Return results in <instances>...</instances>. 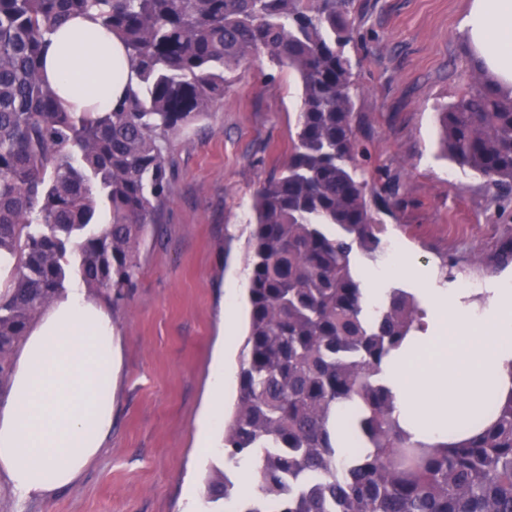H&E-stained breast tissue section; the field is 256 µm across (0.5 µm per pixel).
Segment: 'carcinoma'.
<instances>
[{"instance_id": "1", "label": "carcinoma", "mask_w": 512, "mask_h": 512, "mask_svg": "<svg viewBox=\"0 0 512 512\" xmlns=\"http://www.w3.org/2000/svg\"><path fill=\"white\" fill-rule=\"evenodd\" d=\"M354 0H0V399L31 325L71 269L116 304L170 185V139L224 100L265 56L302 82L288 164L257 191L249 326L224 464L255 461L258 492L232 471L206 500L235 512H512V393L487 396L485 422L428 445L400 424L382 365L427 330L392 289L371 312L357 254L383 252L354 125ZM93 14L123 42L126 92L108 112H69L45 80L57 28ZM441 107L442 151L512 191V93L478 61ZM111 221L95 224L97 208ZM354 407L338 458L336 411Z\"/></svg>"}]
</instances>
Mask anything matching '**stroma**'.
I'll return each mask as SVG.
<instances>
[{
  "label": "stroma",
  "instance_id": "obj_1",
  "mask_svg": "<svg viewBox=\"0 0 512 512\" xmlns=\"http://www.w3.org/2000/svg\"><path fill=\"white\" fill-rule=\"evenodd\" d=\"M470 0H356L348 52L355 62V126L370 186H396L380 214L383 240L406 248L447 285L512 279L496 264L512 240V192L444 158L440 105L470 79L461 23ZM302 86L294 72L252 64L223 102L170 143V189L146 234L128 300L111 307L115 376L112 432L100 458L48 499L19 503L0 475V512H210L205 501L223 442L198 456L213 354L233 320L224 355V412L238 397L248 333L247 264L254 193L288 161Z\"/></svg>",
  "mask_w": 512,
  "mask_h": 512
}]
</instances>
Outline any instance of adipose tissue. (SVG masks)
<instances>
[{
  "instance_id": "1",
  "label": "adipose tissue",
  "mask_w": 512,
  "mask_h": 512,
  "mask_svg": "<svg viewBox=\"0 0 512 512\" xmlns=\"http://www.w3.org/2000/svg\"><path fill=\"white\" fill-rule=\"evenodd\" d=\"M462 30L496 87L512 90V0H471ZM45 69L73 112L110 110L130 77L120 41L87 16L57 30ZM408 276L419 279L434 332L411 337L383 377L408 430L433 438L449 419L480 413L488 393L512 391V282L443 288L395 246L365 271L369 300L385 299L390 278ZM113 375L112 319L73 283L30 330L0 407V471L19 500L48 497L100 455L112 429Z\"/></svg>"
}]
</instances>
